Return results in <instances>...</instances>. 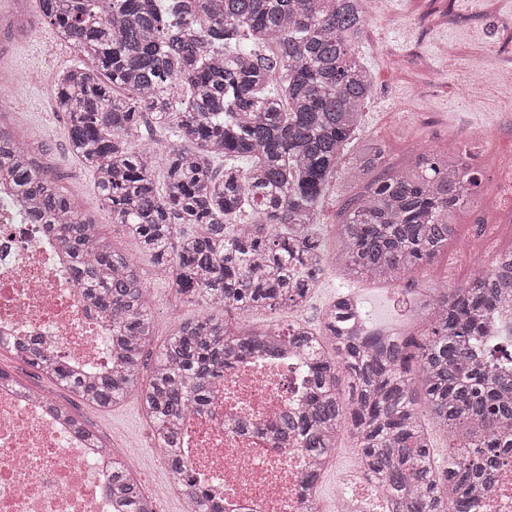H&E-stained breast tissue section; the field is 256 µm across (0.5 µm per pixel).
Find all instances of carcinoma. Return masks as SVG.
<instances>
[{"label":"carcinoma","instance_id":"cac0c4a2","mask_svg":"<svg viewBox=\"0 0 512 512\" xmlns=\"http://www.w3.org/2000/svg\"><path fill=\"white\" fill-rule=\"evenodd\" d=\"M39 4L59 38L92 61L64 72L52 97L66 116L70 150L93 172L112 222L168 270L180 295L224 315L299 304L311 288L300 270L322 247L307 229L286 228L317 223V203L371 95L373 78L357 50L364 24L358 0ZM176 85L185 89L180 100L170 96ZM147 115L181 144L166 151L162 191L154 179L156 154L132 143ZM12 145L13 154L0 155V170L57 217L77 287L110 323L114 359L85 370L28 340H0V349L98 409L139 396L191 512L221 510L186 469L185 418L205 408L233 360L289 344L315 351L309 404L280 416L272 428L276 440L286 446L296 438L320 461L345 428L389 512H476L473 487L488 483L493 464L512 454V331L478 345L489 316L512 306V250L463 287L428 289L417 338L360 332L353 304L340 297L323 312L317 335L294 324L236 333L214 315L181 322L149 366L153 321L133 264L17 140ZM384 158L381 146L369 145L348 166L349 181L366 187L345 207L339 260L350 276L396 282L424 272L448 247L451 217L477 203L481 181L470 150L454 145L442 154L421 152L405 169ZM380 167L381 176L367 181ZM247 209L250 223H232ZM341 374L350 383L347 398ZM423 408L445 431L478 428L483 435L449 447L442 467ZM60 410L101 447L95 432ZM106 473L119 512H155L116 458Z\"/></svg>","mask_w":512,"mask_h":512}]
</instances>
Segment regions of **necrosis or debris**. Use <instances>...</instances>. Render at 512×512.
Here are the masks:
<instances>
[{
  "mask_svg": "<svg viewBox=\"0 0 512 512\" xmlns=\"http://www.w3.org/2000/svg\"><path fill=\"white\" fill-rule=\"evenodd\" d=\"M34 338L72 364L105 362L107 320L75 286L51 219L0 174V334ZM312 352L234 365L207 407L186 419L181 447L193 474L226 512H310L304 479L315 462L270 434L304 407ZM97 449L38 391L0 381V512H115ZM479 512H512V456L476 494Z\"/></svg>",
  "mask_w": 512,
  "mask_h": 512,
  "instance_id": "obj_1",
  "label": "necrosis or debris"
}]
</instances>
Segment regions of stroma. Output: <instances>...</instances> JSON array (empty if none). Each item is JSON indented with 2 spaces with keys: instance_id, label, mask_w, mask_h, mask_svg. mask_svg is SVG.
<instances>
[{
  "instance_id": "stroma-1",
  "label": "stroma",
  "mask_w": 512,
  "mask_h": 512,
  "mask_svg": "<svg viewBox=\"0 0 512 512\" xmlns=\"http://www.w3.org/2000/svg\"><path fill=\"white\" fill-rule=\"evenodd\" d=\"M34 25L28 39L0 54V79L19 71H34L37 82L25 87L14 111L4 122L17 139L29 143L42 167L51 171L62 192L77 209L94 218L114 250L127 254L145 288L153 313L154 345H161L180 321L209 315L206 304L181 298L165 268L149 253L135 248L124 225L113 223L101 200L92 173L70 151L67 122L54 108L52 88L80 57L59 41L53 28L39 20L38 0H25ZM372 77L371 96L353 149L381 145L390 165L404 167L417 153L445 151L455 130L471 128L484 134L490 150L477 158L482 195L501 197V212L512 211L507 200L504 165L512 158V108L472 84L486 61L502 70L512 69V0H385L384 12L366 18L359 45ZM354 190L336 173L318 205L316 235L324 251L337 242L345 205ZM487 215L475 205L455 213V234L424 274L393 283L357 278L337 282L336 273L324 271L313 289L304 318L319 325L322 309L340 294L356 293L372 327L402 336L416 334L420 318L409 308L421 302L428 288H458L477 269L464 247L478 233ZM0 369L33 385L67 407L112 449L142 484L156 512H182V499L168 468L156 460L152 428L139 397L108 410L82 403L74 394L39 376L33 368L7 352H0ZM358 464L349 433H342L335 460L319 479L317 500L321 512H336V494L342 480Z\"/></svg>"
}]
</instances>
